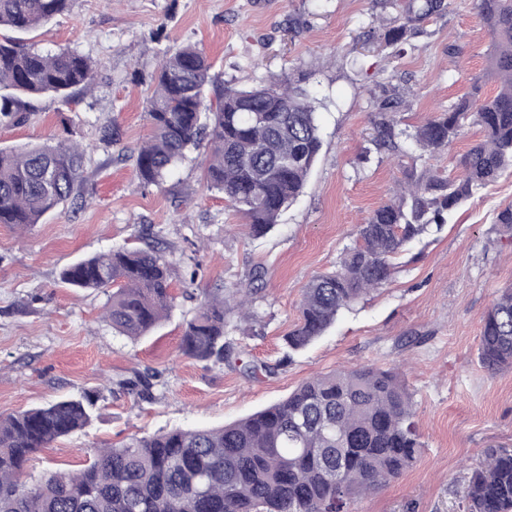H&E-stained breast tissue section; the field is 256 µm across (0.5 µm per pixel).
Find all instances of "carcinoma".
I'll use <instances>...</instances> for the list:
<instances>
[{
	"label": "carcinoma",
	"instance_id": "1",
	"mask_svg": "<svg viewBox=\"0 0 512 512\" xmlns=\"http://www.w3.org/2000/svg\"><path fill=\"white\" fill-rule=\"evenodd\" d=\"M68 0H0V125L29 117L27 98L68 97L93 84L89 60L61 48L44 53L24 35L62 13ZM396 16L382 39L397 46L447 8L445 0H392ZM491 36L486 74L447 109L410 131L400 127L402 99L374 101L376 144L393 151L411 142L414 160L448 148L468 125L484 137L460 160L463 175L443 178L426 165L411 166L393 197L357 225L336 269L310 278L299 321L285 338L298 351L322 336L338 315L394 273L392 259L431 228H441L462 202L512 172V0H476ZM211 64L187 44L169 53L154 76L146 111L152 135L140 149L136 175L159 185L186 151L209 138L208 188L224 193L253 235H266L302 193L322 147L313 100L290 81L237 88L224 85L205 103ZM499 84L483 94L485 81ZM83 151L58 142L26 150L0 149V224L40 223L72 197ZM224 295L200 296L186 323L182 351L193 358L241 361L225 336L232 322L252 323L262 281ZM72 288L112 289L105 319L137 339L168 318L173 270L164 249L146 243L82 259L64 269ZM479 360L491 374L512 370V288L501 291L483 316ZM153 374L137 373L119 386L150 394ZM97 397H64L0 417V512H352L360 497L398 478L421 444L413 395L399 372L375 365L311 377L263 410L218 428L176 429L134 436L100 448L80 470L22 480L39 449L88 425ZM466 512H512V450L489 454L474 470L465 493Z\"/></svg>",
	"mask_w": 512,
	"mask_h": 512
}]
</instances>
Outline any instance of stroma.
I'll list each match as a JSON object with an SVG mask.
<instances>
[{"mask_svg":"<svg viewBox=\"0 0 512 512\" xmlns=\"http://www.w3.org/2000/svg\"><path fill=\"white\" fill-rule=\"evenodd\" d=\"M448 8L402 49L382 34L389 0H70L29 34L44 52L88 57L91 90L30 102V119L0 126V148L74 140L84 148L74 201L19 230L0 224V416L65 396L99 395L91 423L36 452L26 479L73 470L104 446L175 429L217 428L275 403L313 375L372 364L398 368L413 394L422 448L398 479L357 501L355 512H464L465 490L486 455L512 449V371L493 375L479 359L482 319L512 286V236L495 224L512 204V174L463 203L441 229L397 255L392 279L307 349L289 353L302 290L334 270L355 225L387 201L410 155L378 148L372 102L404 92L406 124H421L465 94L486 68L490 36L475 0ZM184 44L211 63L207 95L225 83L274 79L306 88L322 148L299 198L260 238L208 190L197 152L162 185L136 178L147 142L146 100L165 54ZM112 127V142L101 139ZM159 239L176 281L175 306L149 336L131 340L103 318L107 296L64 287L78 258ZM262 267L259 319L228 336L257 365L199 361L182 353L197 303L182 293L186 268L197 287L220 293ZM154 374L149 398L120 388Z\"/></svg>","mask_w":512,"mask_h":512,"instance_id":"1","label":"stroma"}]
</instances>
